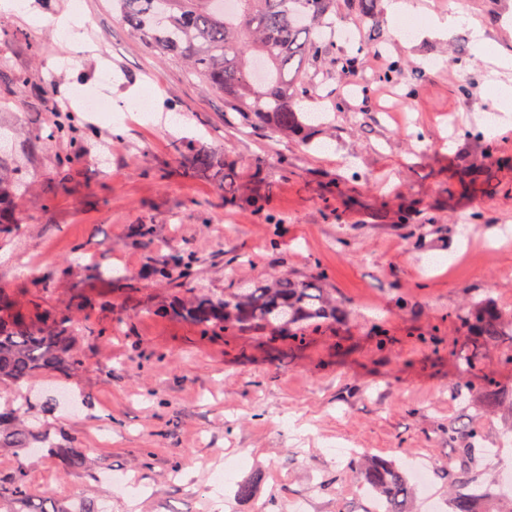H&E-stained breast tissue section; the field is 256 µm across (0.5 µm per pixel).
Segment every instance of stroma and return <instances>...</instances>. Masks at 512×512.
I'll return each mask as SVG.
<instances>
[{
    "label": "stroma",
    "instance_id": "1",
    "mask_svg": "<svg viewBox=\"0 0 512 512\" xmlns=\"http://www.w3.org/2000/svg\"><path fill=\"white\" fill-rule=\"evenodd\" d=\"M421 33L397 36L387 5L376 19L352 0H336V26L353 42L330 41L305 72L317 88L301 108L334 124L330 145L307 148L244 123L223 93L209 88L181 59L152 50L121 20L112 0H31L43 25L0 11V69L27 73L28 95L10 98L0 79V128L46 124L54 113L92 127L75 144L25 140L11 164L29 184L18 200L20 222L0 233V292L27 302L35 281L51 284L41 300L67 310L83 302L74 330L79 367L0 385V412L27 402L24 422L46 431L36 455L0 448V487L26 468L33 490L0 498V512H62L83 500L95 512H366L356 482L336 478L331 448L343 445L411 469L435 461L433 494L448 496L444 464L454 448L448 425L462 419L449 396L459 380L458 355L481 363L473 388L492 379L512 394V342L463 341L457 311L476 294L512 309V168L496 184L464 191L457 172L479 149L461 131L482 127L495 82L512 84L473 42L479 22L490 45L512 52V0H466V22L445 35L426 30L448 0H409ZM82 4L94 18L92 43L74 49L52 18ZM352 59L343 70L344 59ZM400 66L399 84L384 74ZM57 88L53 100L39 93ZM150 98L161 112L146 122L126 113L124 127L84 110L83 97ZM203 137L237 176L242 201L223 204L211 176L180 179L183 145ZM68 158L60 167L59 158ZM342 184V195L332 194ZM207 201L206 209L193 200ZM256 199L266 217L249 207ZM409 207L412 223L393 224ZM482 223H471L474 213ZM151 225L146 238L135 225ZM440 225V233L426 225ZM184 252L204 258L190 285L222 294L231 281L268 270L324 273L349 317L308 329L303 342L270 341L251 330L201 335L180 319L155 313L171 290L148 275L158 260ZM99 268L128 270L129 288L113 289ZM125 323L112 336L86 331ZM62 388L71 403L50 404ZM87 455L84 470L65 472L52 446ZM228 481L212 473L236 456ZM126 478L114 489L108 474ZM251 483L249 498L237 495Z\"/></svg>",
    "mask_w": 512,
    "mask_h": 512
}]
</instances>
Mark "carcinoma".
I'll return each mask as SVG.
<instances>
[{
    "label": "carcinoma",
    "mask_w": 512,
    "mask_h": 512,
    "mask_svg": "<svg viewBox=\"0 0 512 512\" xmlns=\"http://www.w3.org/2000/svg\"><path fill=\"white\" fill-rule=\"evenodd\" d=\"M116 0L119 13L150 48L165 56L184 60L194 74L225 99L249 124H261L293 138L302 145L314 142L312 134L324 129L327 117L299 112L294 104L307 91L300 65L318 54L333 29L331 14L335 0ZM85 131L72 117L53 119L31 131L33 141L50 145L79 140ZM464 136L480 148V162L506 165L497 144L479 131ZM195 170L215 180L224 193V203L237 201L238 188L224 171V154L203 144L192 146ZM26 182L0 163V227L19 223L17 196ZM200 263L194 254L171 255L156 267V275L174 295L163 308L205 332L240 329L288 331L298 337L310 326L338 323L347 312L317 273L297 279L272 269L265 278L244 287L229 288L215 295L187 287ZM81 311L66 314L44 307L40 320L30 321L23 310L0 308V381L22 383L36 374H66L77 365L73 334L64 331ZM463 337L484 345L512 337V313L485 296L464 305L456 315ZM0 434L12 447L32 449L39 434L19 423L18 414L0 413ZM482 437L478 417L448 426V442L456 452L448 456L449 512H512V485L505 490L497 479L481 481L470 459L475 442ZM68 469L83 466V449L76 446L56 450ZM349 476L366 487L381 503V512H409L410 481L392 463L363 462L352 458ZM23 499L28 494L26 470L18 469L9 488Z\"/></svg>",
    "instance_id": "cac0c4a2"
}]
</instances>
